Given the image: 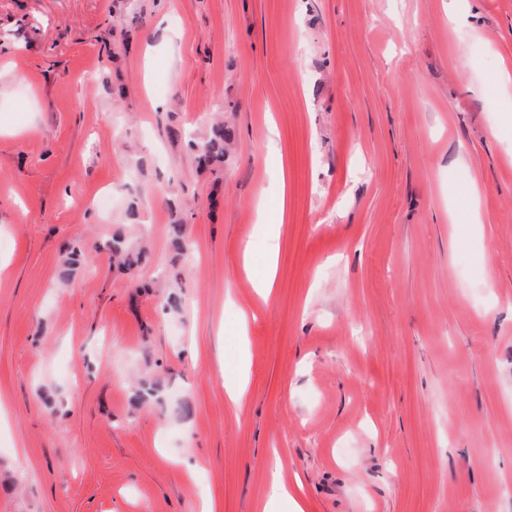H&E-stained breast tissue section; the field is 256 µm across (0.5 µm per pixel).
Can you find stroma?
I'll use <instances>...</instances> for the list:
<instances>
[{
    "mask_svg": "<svg viewBox=\"0 0 512 512\" xmlns=\"http://www.w3.org/2000/svg\"><path fill=\"white\" fill-rule=\"evenodd\" d=\"M504 66L512 0H0V512H512ZM232 138L233 131L224 125V121L213 123L207 136L201 142L193 143L199 162L206 167L224 163L227 156L226 146ZM107 246L112 250V254L119 257L121 265L129 269L141 264L145 260L147 252L144 248H130L126 245L125 239L118 234L112 237V242ZM277 251L275 244H272L267 255V260L263 271L256 276L253 287L258 296L267 300L272 294L273 283L275 279ZM279 505H290L292 512H305L306 506L299 492L288 486L279 476L278 467L270 471L262 502L261 512H275L273 509Z\"/></svg>",
    "mask_w": 512,
    "mask_h": 512,
    "instance_id": "35a3bbf8",
    "label": "stroma"
}]
</instances>
